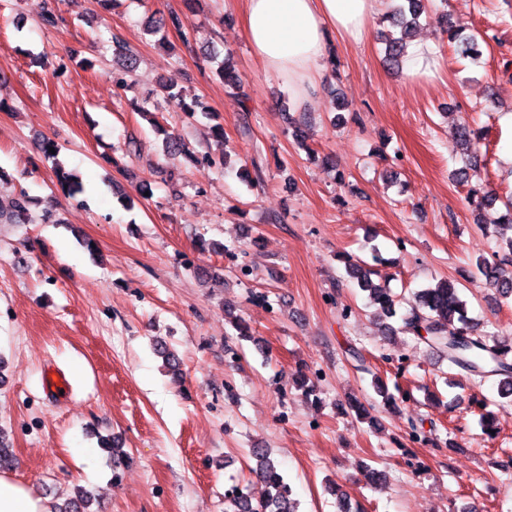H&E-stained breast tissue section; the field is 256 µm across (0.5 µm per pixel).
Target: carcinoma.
Here are the masks:
<instances>
[{
    "label": "carcinoma",
    "instance_id": "cac0c4a2",
    "mask_svg": "<svg viewBox=\"0 0 512 512\" xmlns=\"http://www.w3.org/2000/svg\"><path fill=\"white\" fill-rule=\"evenodd\" d=\"M392 6L386 13L395 32L386 39V61L390 69L400 72L402 58L410 42L417 21L426 11L427 0H390ZM171 26L184 28L183 19L174 13L168 16H153L147 22V31L156 34ZM453 43V52L461 58L476 59L481 55L480 43L475 36L449 35ZM112 50V84L118 90L128 87V76L133 71L135 57L123 39L111 37ZM217 72L224 77L225 86L243 100H248L244 83L236 71L230 55L217 62ZM166 99L187 117L200 115L206 119H215V114L203 106L199 98L185 89L164 87ZM481 134L466 124L457 128V141L464 154L473 163H478L479 141ZM167 154L172 158L179 156L196 165H213L224 163V158L216 159L211 154L198 155L186 144L171 139L166 142ZM60 186L71 193L81 191L79 177L65 172L61 167L55 168ZM28 195L20 192L8 211H0V220L8 224H25L28 218ZM467 202L477 212L480 223L485 225L507 226L512 229V196L501 200L492 191L481 193L470 190ZM349 275L356 279L360 288L369 293L370 302L377 308V317L381 328L386 332L393 327L386 319L396 314L398 296L390 289L373 281L374 271L351 257L345 258ZM477 272L486 284L496 289L503 298L512 294V238L507 240L505 254L500 259L488 260L480 257L475 261ZM403 330L414 334L419 340L436 350L448 362L480 378L499 376V393L501 397L512 396V342L507 345L489 343L486 337L477 332V324L468 317L467 303L463 301L457 289L446 281L434 287L415 293L408 300L407 312L402 316ZM107 452L112 466V480L119 481L118 469L130 459L129 454L115 446H101ZM250 455L256 460L251 473L262 481L266 493L259 498L246 492V487L236 485L224 494V512H296V502L292 498L290 486L270 457L266 448H252ZM92 499L82 489H77L71 498L50 506L51 512H93Z\"/></svg>",
    "mask_w": 512,
    "mask_h": 512
}]
</instances>
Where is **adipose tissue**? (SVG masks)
<instances>
[{"mask_svg": "<svg viewBox=\"0 0 512 512\" xmlns=\"http://www.w3.org/2000/svg\"><path fill=\"white\" fill-rule=\"evenodd\" d=\"M380 0H243L242 19L252 54L268 71L287 76L306 100L322 75L329 34L363 41Z\"/></svg>", "mask_w": 512, "mask_h": 512, "instance_id": "adipose-tissue-1", "label": "adipose tissue"}]
</instances>
